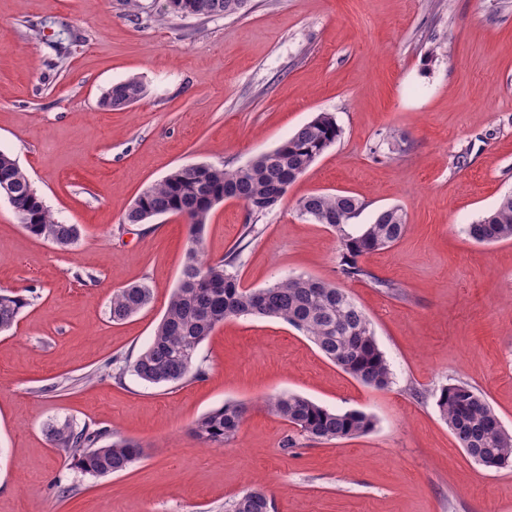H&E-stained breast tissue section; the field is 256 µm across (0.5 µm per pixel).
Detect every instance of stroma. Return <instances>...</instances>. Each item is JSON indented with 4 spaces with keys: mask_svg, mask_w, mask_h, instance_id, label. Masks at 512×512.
I'll return each mask as SVG.
<instances>
[{
    "mask_svg": "<svg viewBox=\"0 0 512 512\" xmlns=\"http://www.w3.org/2000/svg\"><path fill=\"white\" fill-rule=\"evenodd\" d=\"M131 77L144 98L102 108ZM320 112L341 135L279 208L252 220L224 201L202 246L217 261L248 236L247 288L297 274L340 284L372 322L390 387L246 316L200 345L204 379L115 381L112 359L147 344L190 246L178 217L124 223L136 196L181 165L246 164ZM0 150L82 229L59 249L0 198V294L27 301L0 334V512H224L259 483L275 512H512V465L479 466L434 398L469 384L512 431V240L465 232L512 192V0H250L245 14L201 18L169 14L167 0H0ZM315 192L358 198L361 224L404 210L405 235L361 260L371 279L341 278L336 234L300 216ZM131 283L152 301L112 321V294ZM279 392L365 411L375 427L308 439L266 409ZM227 401L247 408L238 434L199 445L192 424ZM55 420L138 440L145 455L86 475L49 442Z\"/></svg>",
    "mask_w": 512,
    "mask_h": 512,
    "instance_id": "1",
    "label": "stroma"
}]
</instances>
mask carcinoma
Here are the masks:
<instances>
[{
    "instance_id": "carcinoma-1",
    "label": "carcinoma",
    "mask_w": 512,
    "mask_h": 512,
    "mask_svg": "<svg viewBox=\"0 0 512 512\" xmlns=\"http://www.w3.org/2000/svg\"><path fill=\"white\" fill-rule=\"evenodd\" d=\"M209 3L218 15L243 11L245 0H168L171 13L179 15L186 2ZM145 86L137 77L112 85L102 98L108 109H125L139 102ZM340 136L335 117L320 112L299 127L284 143L236 168L197 163L172 170L161 182L140 193L124 215L128 224L149 222L146 215L178 216L188 224V249L177 285L165 313L147 346L133 364L116 367L115 377L131 371L152 385H180L205 375L196 362L200 344L217 326L230 318L254 316L280 320L297 329L328 359L365 386L382 390L391 384V372L380 350L366 312L338 284L309 275L279 280L265 288L241 285L237 261L241 247L235 246L220 261L207 259L201 243L213 207L226 200L241 201L248 215L259 217L277 209L289 185L303 175ZM11 181L13 212L33 236L61 249L73 245L81 235L77 224L59 222L43 198L26 181V173L12 155L0 151V182ZM301 216L324 224L339 239V274L350 280L369 279L391 288L393 284L374 276L359 259L391 247L407 229L400 207L380 211L370 224L354 225L362 203L340 193H314L298 203ZM479 243L512 239V193L503 195L496 207L466 228ZM152 299L144 283L129 284L112 294L110 316L114 321L130 318ZM25 299L0 295V332L18 321ZM436 404L441 418L463 448L475 451L482 466L503 468L512 462V433L501 424L485 395L458 383L440 388ZM269 411L288 421L307 438L318 442L349 439L370 431L373 416L361 410L336 411L290 392L267 397ZM246 407L226 402L198 418L191 429L203 445L222 446L239 431ZM50 442L65 451L70 464L94 477L128 470L144 454L143 446L131 438H112L106 431L88 425L50 422L45 427ZM271 498L264 487H253L224 504V512H271Z\"/></svg>"
}]
</instances>
